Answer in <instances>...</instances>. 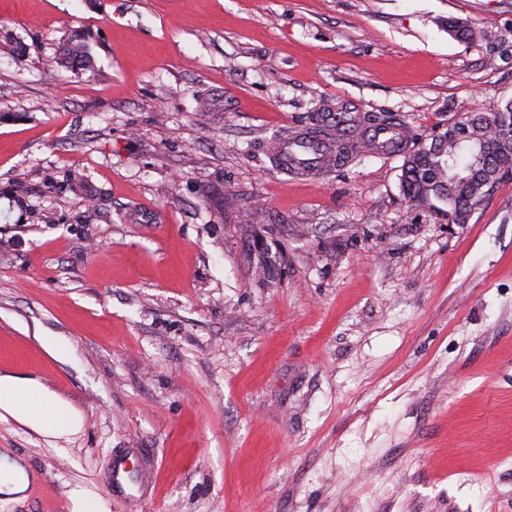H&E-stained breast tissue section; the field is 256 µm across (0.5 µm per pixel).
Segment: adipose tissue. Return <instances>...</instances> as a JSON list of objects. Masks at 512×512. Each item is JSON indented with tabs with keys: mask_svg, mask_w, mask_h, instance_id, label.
<instances>
[{
	"mask_svg": "<svg viewBox=\"0 0 512 512\" xmlns=\"http://www.w3.org/2000/svg\"><path fill=\"white\" fill-rule=\"evenodd\" d=\"M0 416L55 438L77 434L83 427L82 415L40 381L7 372L0 374Z\"/></svg>",
	"mask_w": 512,
	"mask_h": 512,
	"instance_id": "adipose-tissue-1",
	"label": "adipose tissue"
}]
</instances>
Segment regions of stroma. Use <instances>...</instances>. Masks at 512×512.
Listing matches in <instances>:
<instances>
[{"label":"stroma","instance_id":"1","mask_svg":"<svg viewBox=\"0 0 512 512\" xmlns=\"http://www.w3.org/2000/svg\"><path fill=\"white\" fill-rule=\"evenodd\" d=\"M510 98L512 0H0V373L84 417L0 420V512H69L121 448L156 492L110 512H512V172L451 224L403 156L268 154L317 101L428 144ZM70 63H77L87 68L92 65L88 47L82 37L78 35L70 38L62 61L59 62L60 66H66V64ZM296 135H300L299 140L302 139L305 144L284 142L276 156V163L284 173L311 179L341 163L336 159L332 141L316 139L308 129L300 130ZM28 485V475L25 470L7 458L0 459V495L13 500L23 493Z\"/></svg>","mask_w":512,"mask_h":512}]
</instances>
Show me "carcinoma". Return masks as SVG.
<instances>
[{
  "mask_svg": "<svg viewBox=\"0 0 512 512\" xmlns=\"http://www.w3.org/2000/svg\"><path fill=\"white\" fill-rule=\"evenodd\" d=\"M448 34L474 41L488 38L466 22L448 23ZM92 65L82 37L70 38L60 65ZM512 171V99L488 112L461 117L448 128V143L418 144L404 156L401 184L415 205L435 209L450 224L468 223L474 210L503 173Z\"/></svg>",
  "mask_w": 512,
  "mask_h": 512,
  "instance_id": "1",
  "label": "carcinoma"
}]
</instances>
